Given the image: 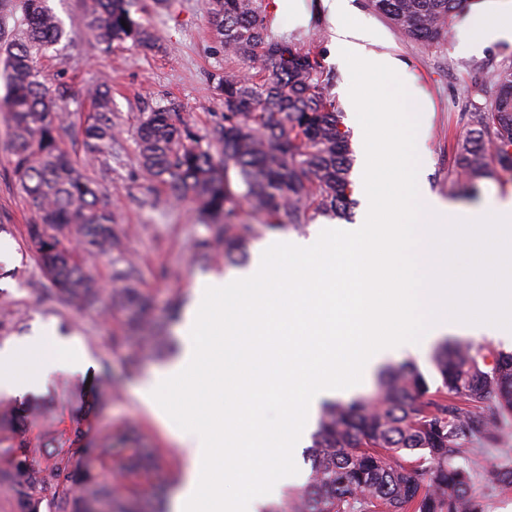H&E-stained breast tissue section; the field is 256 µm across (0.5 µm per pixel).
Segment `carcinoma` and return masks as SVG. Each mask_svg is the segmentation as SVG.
<instances>
[{"instance_id":"1","label":"carcinoma","mask_w":512,"mask_h":512,"mask_svg":"<svg viewBox=\"0 0 512 512\" xmlns=\"http://www.w3.org/2000/svg\"><path fill=\"white\" fill-rule=\"evenodd\" d=\"M463 0H369L404 36L428 43L448 37ZM135 0H92L89 30L106 45L130 40L151 42L149 31L132 16ZM209 17L224 52L259 62L257 74L242 77L227 70L212 75L224 100L219 131L221 158L202 149L170 102L147 113L138 127L139 156L149 180L178 199L201 206L209 235L196 245L207 260L224 252V263L243 265L248 244L270 231L302 230L320 217L345 219L353 204L350 173L353 153L341 112L324 92L328 78L309 51L270 34L263 0H208ZM65 30L48 0H0V56L5 65V103L12 117V175L37 214L27 227V242L60 304L93 306L102 289L85 271L77 251L60 236L78 239L81 249L103 255L124 252L123 233L112 211L103 207L93 181L62 147L60 132L71 125L62 105L89 99L92 115L82 127L84 157L100 160L116 141L112 91L105 81L75 88L44 73L40 60L57 51ZM497 93L488 106L465 115L466 130L453 146L459 179L452 196L473 194L483 179L512 172V66L495 75ZM267 218L264 224L240 219L243 206ZM282 216L288 224L279 223ZM112 304L131 310L127 330L161 349L168 337L150 318L145 298L127 263L113 273ZM434 366L440 385L411 363L390 365L375 392L347 402H327L307 454L310 475L296 496L263 512H487L475 488L473 470L457 459L474 454V443L502 442L512 420V353H493L468 342L443 345ZM102 408L112 394L109 379L92 386ZM31 402L0 412V470L22 512H41L42 488L55 483L58 504L81 503L74 512H91L87 502L112 504V512H160L135 497L131 481L148 472L145 453L118 462L121 479L93 472L64 449L62 432L47 427L44 448L14 443L26 426ZM133 424L112 427L90 443L100 461L114 458L141 441ZM474 467L496 486L512 490V465L476 458ZM82 495L75 496L76 490Z\"/></svg>"}]
</instances>
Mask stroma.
<instances>
[{
    "instance_id": "1",
    "label": "stroma",
    "mask_w": 512,
    "mask_h": 512,
    "mask_svg": "<svg viewBox=\"0 0 512 512\" xmlns=\"http://www.w3.org/2000/svg\"><path fill=\"white\" fill-rule=\"evenodd\" d=\"M89 3L49 0L70 43L66 66L53 61L45 64L50 76L63 81L93 84L105 75L112 80V119L118 138L111 157L86 166L85 173L124 231L125 252L88 255L84 264L101 287L108 289L113 272L124 265V256H131L138 284L153 300L154 317L163 320L170 302L178 296L183 299L181 313L186 316L195 308L199 286L212 276L225 274L226 268L220 259L199 263L195 245L207 233L204 220L195 203L174 200L166 188L145 178L136 129L151 108L173 101L180 104L181 117L201 146L219 154L224 102L211 76L224 70L246 73L250 67L225 54L212 31L207 0H167L162 6L155 0H141L135 18L150 31L151 45L128 41L107 52L86 27ZM263 5L275 36L318 55L331 76L329 95L341 112H348L350 74L334 55L335 26L326 0H302L304 15L299 20L289 16L278 0H264ZM348 5L350 15L375 32L366 45L367 52L396 59L397 72L409 94L426 104L430 127L425 180L433 195L448 200V183L455 178L450 163L453 138L465 130L464 113L490 102L495 74L512 65V45L493 43L466 55L458 50L467 36L463 17H456L446 41L431 44L400 36L367 0H348ZM5 96V86L0 83V239L12 246L10 256L0 261V347L48 331L60 343L80 345L91 360L86 371L55 372L33 389L40 411L31 418L24 440L29 447L38 446L42 429L49 423L69 431L74 390L87 379L109 374L116 390L101 412L87 417L90 437L125 421L137 424L144 440L141 445L126 447L125 452L152 451L157 466L142 488L160 495L164 512H169L185 466L181 430L149 411L136 388L154 370L180 358L184 348L180 324L175 321L163 327L164 335L174 344L170 354L158 357L140 352L134 338L116 352L110 336L121 330L126 309L106 302L85 308L51 300V284L27 243L26 227L34 221L35 211L11 174L13 148ZM135 351L140 354V366L129 374L124 370L126 357Z\"/></svg>"
}]
</instances>
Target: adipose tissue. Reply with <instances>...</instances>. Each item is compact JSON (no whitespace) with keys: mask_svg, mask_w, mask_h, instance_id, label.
<instances>
[{"mask_svg":"<svg viewBox=\"0 0 512 512\" xmlns=\"http://www.w3.org/2000/svg\"><path fill=\"white\" fill-rule=\"evenodd\" d=\"M468 37L464 52L481 49L486 43H512V0H478L467 16ZM84 355L74 349L52 347L47 338L27 340L0 350V395L16 396L29 390L48 373L80 370Z\"/></svg>","mask_w":512,"mask_h":512,"instance_id":"ef3b65f1","label":"adipose tissue"}]
</instances>
